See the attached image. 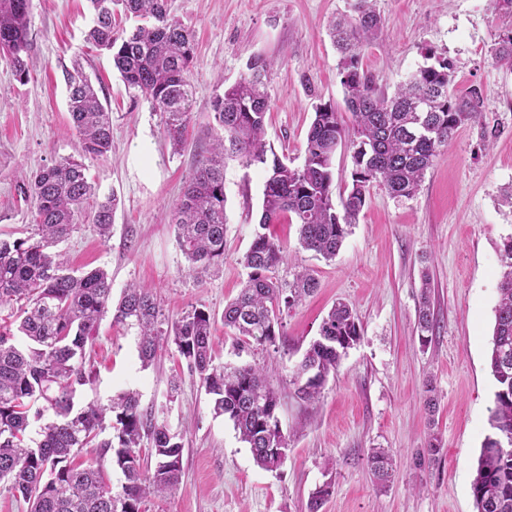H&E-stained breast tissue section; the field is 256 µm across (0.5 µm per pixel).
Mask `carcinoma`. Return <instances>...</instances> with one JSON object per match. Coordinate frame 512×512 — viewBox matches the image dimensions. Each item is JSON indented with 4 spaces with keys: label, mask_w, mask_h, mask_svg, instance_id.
<instances>
[{
    "label": "carcinoma",
    "mask_w": 512,
    "mask_h": 512,
    "mask_svg": "<svg viewBox=\"0 0 512 512\" xmlns=\"http://www.w3.org/2000/svg\"><path fill=\"white\" fill-rule=\"evenodd\" d=\"M94 25L89 38L112 52L113 66L129 88L137 90L161 113L165 139L173 152L183 148L196 107L187 78L195 54L192 33L171 13L170 0H88ZM508 19L491 48L496 65L512 67V0H492ZM32 0H0V53L10 59L21 82L30 77L29 51ZM138 24L125 35L114 32L119 13ZM340 54L338 69L351 127L338 109L315 106L308 129L303 164L290 166L269 151L265 117L270 104L266 86L272 61L249 57L246 72L224 94L214 97L210 112L211 149L197 161L172 209L177 245L196 278L224 265V160L236 157L266 173L262 213L253 241L243 257L250 269L239 294L224 307V327L233 331L237 349L266 348L281 335L282 315L314 293L309 272L291 283L276 277L284 247L265 229L283 218L299 225V244L326 260L333 259L377 184L393 197L413 196L433 166L440 147L464 125L480 127L483 140L496 137L484 122L485 98L471 87L454 93L453 67L433 52L400 84L393 95L380 90L362 67L364 50L381 33V18L371 0H354L352 14L328 24ZM69 122L78 133L81 154L99 157L112 149L110 113L90 80L76 65L64 70ZM354 148L351 183L332 200L333 160L345 140ZM20 192L34 207L35 231L15 239L0 238V310L18 322L25 345L11 329H0V480L21 495L29 512H143L145 500L163 497L180 483L183 444L153 408L141 406L139 394L125 392L103 407L90 401L75 408L74 399L89 375L84 368L87 345L107 313L117 324L138 330L143 364L172 341L205 392L214 411L227 416L255 463L269 471L287 459L288 440L279 430V397L264 368L256 364L215 363L208 312L195 308L164 323L153 290L134 284L112 304V282L101 269L75 274L54 247L77 228L83 203L95 194L85 164L63 158L21 178ZM116 198L96 204L92 223L110 236ZM499 301L491 339L490 369L496 381L489 418L492 433L481 448L472 483L476 512H512V237L501 249ZM435 330L429 282H424L417 331L422 346ZM360 338L356 314L338 302L323 319L319 336L293 370L297 397L319 400L330 373ZM112 412V438L97 440L107 412ZM148 441L142 459V441ZM84 448L112 450V462L124 476L119 489L109 487L94 460L75 463ZM432 436L416 458L429 467L441 454ZM374 478L391 481L393 460L384 451L368 456ZM332 494L325 483L312 493L308 512H319Z\"/></svg>",
    "instance_id": "cac0c4a2"
}]
</instances>
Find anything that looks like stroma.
<instances>
[{
  "label": "stroma",
  "mask_w": 512,
  "mask_h": 512,
  "mask_svg": "<svg viewBox=\"0 0 512 512\" xmlns=\"http://www.w3.org/2000/svg\"><path fill=\"white\" fill-rule=\"evenodd\" d=\"M353 0H171L192 31L195 58L188 79L197 108L187 142L172 152L159 112L129 90L109 52L87 42L88 0H32L28 81L0 57V236L24 237L34 212L18 187L22 172L78 155L69 126L63 71L81 63L112 120V149L86 159L96 195L62 243L74 269H105L112 296L133 283L153 289L163 313L176 319L195 308L214 318L217 361L257 363L279 396L278 417L288 457L278 470L258 467L232 422L215 414L211 397L174 344L143 365L137 331L104 317L86 355L90 380L82 400L107 406L134 390L184 444L179 487L148 498L144 512H307L316 487L333 492L321 512H475L472 482L490 434L496 382L489 367L503 239L512 236V70L492 64L490 48L503 20L491 0H374L383 28L366 48L363 68L386 93L425 62L432 50L448 57L458 90L477 85L485 121L498 130L483 144L480 129L461 127L439 154L416 194L391 197L373 186L366 207L332 260L298 244L297 225H270L284 248L282 280L302 270L316 292L282 316L278 348L237 351L223 322L248 270L242 259L261 214L265 172L239 159L224 164V265L196 281L175 241L171 206L209 143L210 103L246 70L250 56L274 60L267 85L266 140L293 165L304 160L306 134L319 103L343 106L338 53L327 23L349 13ZM116 196L109 239L92 222L98 199ZM431 280L435 331L421 345L416 331L421 277ZM349 303L361 336L331 374L318 402L301 401L292 371L318 336L323 318ZM432 381L438 406L423 409ZM438 460L417 468L430 436ZM389 451L394 477L379 487L367 457Z\"/></svg>",
  "instance_id": "stroma-1"
}]
</instances>
